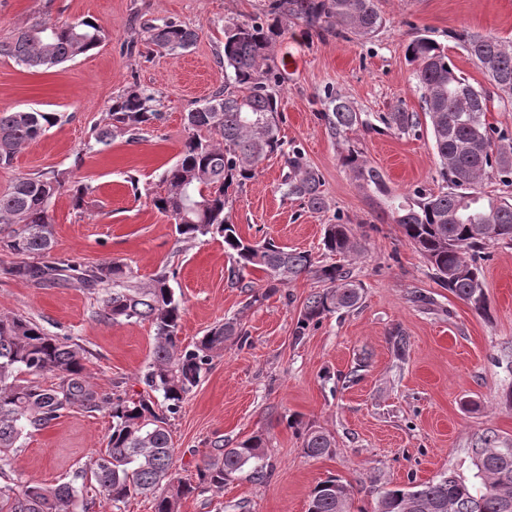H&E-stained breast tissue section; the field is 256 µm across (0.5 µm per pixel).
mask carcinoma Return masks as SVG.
Instances as JSON below:
<instances>
[{
  "mask_svg": "<svg viewBox=\"0 0 512 512\" xmlns=\"http://www.w3.org/2000/svg\"><path fill=\"white\" fill-rule=\"evenodd\" d=\"M266 20L233 21L224 26V89L185 116L187 136L176 163L160 180L152 206L174 220L179 239L188 242L219 236L232 260L231 274L248 268L266 275V289L250 296L246 306L308 275L324 288L308 295L294 330L299 338L321 320L355 308L362 288L343 265H318L305 252L273 240L250 243L228 215L229 190L253 179L259 165L282 148L279 138L282 73L275 49L289 28L302 24L319 35L371 38L382 27L377 0H267ZM148 41L176 53L191 48L195 30L165 21L147 30ZM102 28L84 19L74 23L36 22L0 42V55L34 70L50 69L98 47ZM465 49L488 82L512 97V45L493 35L469 38ZM416 65L414 77L421 109L429 120L433 148L446 187L437 193L389 197L390 215L412 247L430 264L441 287L476 312L489 311L481 260L494 241L512 242V202L482 191L489 173L512 176V137L485 122L490 94L462 77L441 46L426 35L407 48ZM109 122L95 142L118 136L136 138L160 121V100L149 88L134 84L112 100ZM321 117L330 133L346 140L368 127L361 113L343 97L328 94ZM58 121L40 111L0 112V168H10L19 149L42 136ZM403 134L419 126V116L403 104L381 117ZM361 186L388 194L383 174L350 149L340 157ZM289 174L280 184L283 197L313 210L324 208L318 172L297 149L287 158ZM63 178L54 175L17 176L0 195V250L19 258L5 268L11 277L39 287L77 284L95 293L106 291L98 317L104 322L148 320L155 328L152 363L142 381L148 391L136 398H110L98 393L85 372V349L67 338L45 332L24 317L0 316V512H93L96 506H116L139 494L155 496V512H179L182 500L202 485L221 489L224 481L244 470L263 478L265 438L255 434L233 448L222 444L198 469L194 485L175 471L171 417L198 384L211 354L224 348L229 336L243 335L233 317L210 329L191 349L181 348L178 333L182 301L161 272L147 281L130 277L116 260L85 265L51 256L54 227L52 199ZM323 244L332 254L357 257L360 248L346 224H328ZM51 375L44 384L38 377ZM159 393L162 401L153 394ZM73 409L105 411L112 418L106 448L80 467L82 483L48 485L31 480L8 481L7 472L21 440L48 428ZM304 449L310 457L332 453L329 435L307 431ZM478 484L448 471L410 487L383 491L375 512H512V445L487 432L472 448ZM351 487L337 477L318 482L309 494L307 512H348Z\"/></svg>",
  "mask_w": 512,
  "mask_h": 512,
  "instance_id": "1",
  "label": "carcinoma"
}]
</instances>
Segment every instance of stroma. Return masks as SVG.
Wrapping results in <instances>:
<instances>
[{
    "label": "stroma",
    "instance_id": "35a3bbf8",
    "mask_svg": "<svg viewBox=\"0 0 512 512\" xmlns=\"http://www.w3.org/2000/svg\"><path fill=\"white\" fill-rule=\"evenodd\" d=\"M265 3L0 0V41L37 21L92 19L105 34L86 55L48 70L0 56V111L59 117L11 168H0V195L17 175L65 173L50 207L55 256L87 265L114 259L140 280L170 272L184 308L182 346L240 317L244 338L225 342L172 420L176 466L182 478L196 480L215 441L231 448L260 433L267 475L258 480L243 470L223 489L183 500L179 512H306L311 489L330 476L350 484L355 507L371 512L385 489L426 482L446 470L471 477V448L482 433L512 439V406L504 401L512 389V245L487 249L482 266L490 314L482 316L436 283L426 260L389 218L385 197L365 191L339 157L351 146L361 151L395 195L441 189L428 122L402 134L382 126L379 117L400 102L419 111L407 47L421 34L438 42L471 84L486 85L465 41L492 34L512 44V0H378L385 24L370 39L322 37L296 26L278 44L277 56L298 61L282 84V150L234 194L231 218L244 238L274 240L321 264L336 261L322 245L323 227L334 220L349 224L364 249L351 265L362 285L358 308L327 316L299 339L293 330L315 280L299 278L247 307L248 289L263 287L264 273L245 270L244 287H231L223 239L179 242L173 220L150 201L178 157L186 113L224 86L217 57L225 24L262 15ZM167 20L197 31L189 51L170 54L147 43V27ZM134 82L157 93L163 120L138 141L95 143L113 98ZM329 92L361 112L369 129L346 142L332 138L320 117ZM295 147L322 179L324 210L282 198L277 190ZM80 185L86 195L77 210L72 193ZM14 260L0 251V313L30 318L50 335L80 344L89 380L103 395L142 392L139 378L154 346L151 324L100 321V294L13 279L5 269ZM419 294L430 304L417 303ZM399 334L406 339L401 355L394 347ZM111 427L104 412L64 414L24 440L9 476L17 483L70 481L106 446ZM309 429L331 436L330 455L306 456L303 435Z\"/></svg>",
    "mask_w": 512,
    "mask_h": 512
}]
</instances>
